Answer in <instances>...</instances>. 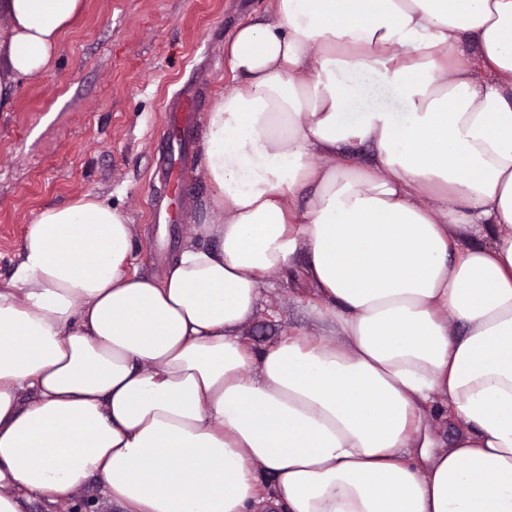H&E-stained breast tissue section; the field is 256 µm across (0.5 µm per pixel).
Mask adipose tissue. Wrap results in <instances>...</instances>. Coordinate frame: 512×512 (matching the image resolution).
I'll return each mask as SVG.
<instances>
[{"mask_svg": "<svg viewBox=\"0 0 512 512\" xmlns=\"http://www.w3.org/2000/svg\"><path fill=\"white\" fill-rule=\"evenodd\" d=\"M83 4L0 0V110ZM272 12L225 48L214 218L162 277L107 200L30 224L0 280V512L92 476L122 512H512V0ZM299 258L328 331L256 351Z\"/></svg>", "mask_w": 512, "mask_h": 512, "instance_id": "1", "label": "adipose tissue"}]
</instances>
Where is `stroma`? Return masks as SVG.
Masks as SVG:
<instances>
[{
  "label": "stroma",
  "instance_id": "obj_1",
  "mask_svg": "<svg viewBox=\"0 0 512 512\" xmlns=\"http://www.w3.org/2000/svg\"><path fill=\"white\" fill-rule=\"evenodd\" d=\"M272 0H84L53 68L22 79L0 112V279L8 278L38 213L85 195L108 199L132 226L139 271L161 275L194 225L211 220L200 171L206 114L232 84L224 46ZM192 98L179 183L166 181L167 106ZM242 336L258 350L294 329L314 331L311 289L300 269L271 275ZM24 512H119L89 479L50 505Z\"/></svg>",
  "mask_w": 512,
  "mask_h": 512
}]
</instances>
